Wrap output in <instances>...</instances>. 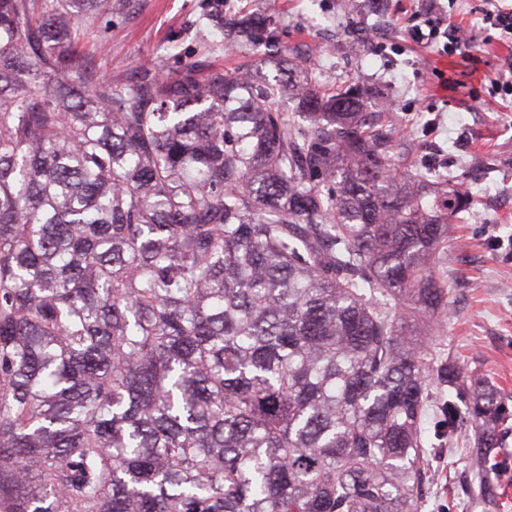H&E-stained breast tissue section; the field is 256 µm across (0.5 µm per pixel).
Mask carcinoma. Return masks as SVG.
<instances>
[{
	"instance_id": "cac0c4a2",
	"label": "carcinoma",
	"mask_w": 512,
	"mask_h": 512,
	"mask_svg": "<svg viewBox=\"0 0 512 512\" xmlns=\"http://www.w3.org/2000/svg\"><path fill=\"white\" fill-rule=\"evenodd\" d=\"M201 7L271 54L96 77L81 35L134 0H0V512H420L432 409L489 497L512 410L422 337L470 196Z\"/></svg>"
}]
</instances>
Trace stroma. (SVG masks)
<instances>
[{"mask_svg":"<svg viewBox=\"0 0 512 512\" xmlns=\"http://www.w3.org/2000/svg\"><path fill=\"white\" fill-rule=\"evenodd\" d=\"M200 0H138L108 31L89 28L83 52L104 75L157 63L182 37L183 60L209 57L232 74L252 52L196 39ZM230 9L269 15L284 45L304 50V65L328 86L358 84L374 102L395 100L403 133L417 146L415 166L453 170L472 194L474 215L454 225L441 268L452 290L432 347L492 378L512 397V95L496 81L512 61V36L487 27L483 0H442L472 42L449 54L447 40L419 43L423 0H227ZM430 466L439 482L421 512H482L455 480L469 467L464 448H445Z\"/></svg>","mask_w":512,"mask_h":512,"instance_id":"stroma-1","label":"stroma"}]
</instances>
